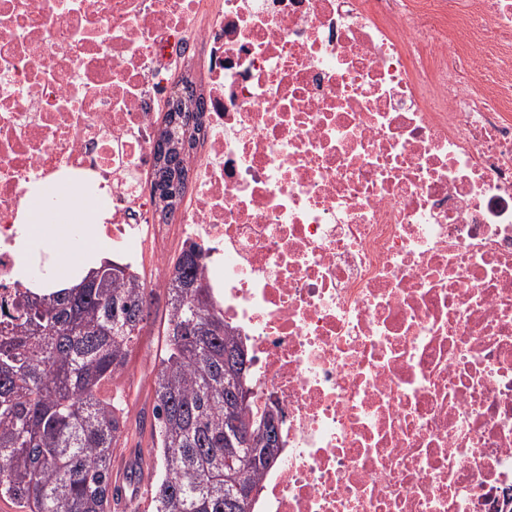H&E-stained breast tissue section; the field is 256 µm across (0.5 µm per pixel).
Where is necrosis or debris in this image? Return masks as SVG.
I'll return each instance as SVG.
<instances>
[{
	"mask_svg": "<svg viewBox=\"0 0 512 512\" xmlns=\"http://www.w3.org/2000/svg\"><path fill=\"white\" fill-rule=\"evenodd\" d=\"M196 52L175 233L282 410L253 512H512V0H0V301L37 182L165 291L145 178Z\"/></svg>",
	"mask_w": 512,
	"mask_h": 512,
	"instance_id": "4bbe7bcc",
	"label": "necrosis or debris"
}]
</instances>
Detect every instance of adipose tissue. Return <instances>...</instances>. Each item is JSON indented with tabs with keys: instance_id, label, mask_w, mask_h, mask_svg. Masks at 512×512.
I'll list each match as a JSON object with an SVG mask.
<instances>
[{
	"instance_id": "obj_1",
	"label": "adipose tissue",
	"mask_w": 512,
	"mask_h": 512,
	"mask_svg": "<svg viewBox=\"0 0 512 512\" xmlns=\"http://www.w3.org/2000/svg\"><path fill=\"white\" fill-rule=\"evenodd\" d=\"M63 189L60 185L50 183L41 184L28 192L29 206L24 212L23 240L38 238L50 242L56 253L48 269V287L61 288L76 278L67 259L69 238L67 229L79 226L83 229L84 249L86 260L85 268L95 267L103 257V245L95 237L91 228H88V214L86 209L67 208L61 203ZM55 218L58 227L50 229L46 225L47 218Z\"/></svg>"
}]
</instances>
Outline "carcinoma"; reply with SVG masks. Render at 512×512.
I'll list each match as a JSON object with an SVG mask.
<instances>
[{"mask_svg":"<svg viewBox=\"0 0 512 512\" xmlns=\"http://www.w3.org/2000/svg\"><path fill=\"white\" fill-rule=\"evenodd\" d=\"M186 167H160L177 181ZM152 294L127 264L105 260L79 284L35 288L0 313V498L20 512H112V451L130 438L128 411L102 395L150 325ZM243 345L224 325L204 282L201 256L183 250L168 287L164 348L153 386L149 457L156 512H251L235 485L252 490V448L234 447L229 411L249 373Z\"/></svg>","mask_w":512,"mask_h":512,"instance_id":"carcinoma-1","label":"carcinoma"}]
</instances>
